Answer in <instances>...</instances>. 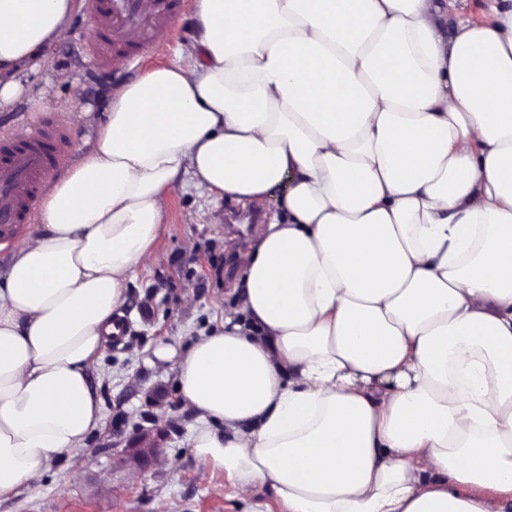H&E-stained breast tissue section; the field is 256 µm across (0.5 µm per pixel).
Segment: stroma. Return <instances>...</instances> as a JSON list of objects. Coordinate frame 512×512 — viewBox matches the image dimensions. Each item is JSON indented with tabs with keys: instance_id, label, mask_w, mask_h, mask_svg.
<instances>
[{
	"instance_id": "1",
	"label": "stroma",
	"mask_w": 512,
	"mask_h": 512,
	"mask_svg": "<svg viewBox=\"0 0 512 512\" xmlns=\"http://www.w3.org/2000/svg\"><path fill=\"white\" fill-rule=\"evenodd\" d=\"M192 15L185 8L170 26L154 31L149 44L137 45V64L119 71L95 65L97 26L88 8H81L66 36L49 47L50 69L31 75L29 92L0 108V132L30 131L43 116L58 114L66 122L69 155L80 159L117 84L168 63L187 46ZM57 69L70 73L69 83L54 81ZM287 190L284 183L272 189L258 207L262 220L251 224L228 223L240 208L235 200L187 182L169 191L157 259L138 269L120 310L127 334L121 343L106 342L90 371L102 421L78 450L82 470L71 473L65 455H58L39 485L1 498L0 512H283L270 490L244 498L223 472H205L191 447L196 420L180 403L175 369H153L143 358L159 342L186 344L223 321L242 285L236 257L265 220L279 214ZM190 211L196 214L191 224L184 220ZM187 282L193 294H184ZM146 441L154 451L144 456Z\"/></svg>"
}]
</instances>
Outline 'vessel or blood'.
I'll return each mask as SVG.
<instances>
[{
    "instance_id": "1",
    "label": "vessel or blood",
    "mask_w": 512,
    "mask_h": 512,
    "mask_svg": "<svg viewBox=\"0 0 512 512\" xmlns=\"http://www.w3.org/2000/svg\"><path fill=\"white\" fill-rule=\"evenodd\" d=\"M98 20L93 46L99 65L108 61L131 63L127 32L170 23L184 0H87ZM68 146L66 124L55 116L44 118L29 139L16 141L0 135V245L10 243L32 210L38 193L52 176L56 158Z\"/></svg>"
}]
</instances>
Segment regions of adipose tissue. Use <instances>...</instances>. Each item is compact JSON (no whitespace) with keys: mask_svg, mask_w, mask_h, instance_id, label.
I'll use <instances>...</instances> for the list:
<instances>
[{"mask_svg":"<svg viewBox=\"0 0 512 512\" xmlns=\"http://www.w3.org/2000/svg\"><path fill=\"white\" fill-rule=\"evenodd\" d=\"M78 0H0V105ZM195 0L0 271V497L101 421L88 372L183 176L282 220L221 331L161 342L191 445L285 512H512V0Z\"/></svg>","mask_w":512,"mask_h":512,"instance_id":"obj_1","label":"adipose tissue"}]
</instances>
